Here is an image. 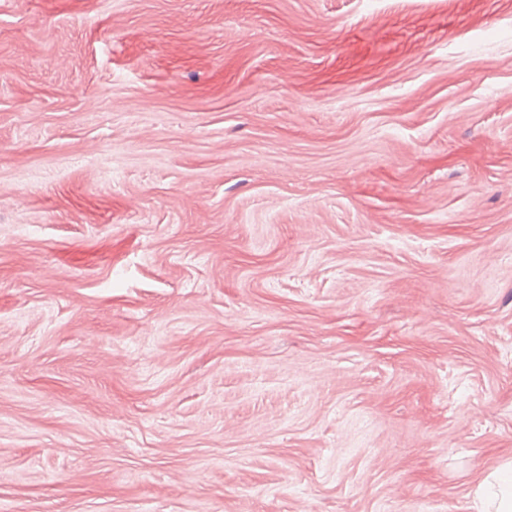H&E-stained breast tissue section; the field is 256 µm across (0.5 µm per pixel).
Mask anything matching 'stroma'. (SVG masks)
<instances>
[{
  "label": "stroma",
  "mask_w": 512,
  "mask_h": 512,
  "mask_svg": "<svg viewBox=\"0 0 512 512\" xmlns=\"http://www.w3.org/2000/svg\"><path fill=\"white\" fill-rule=\"evenodd\" d=\"M511 457L512 0H0V512Z\"/></svg>",
  "instance_id": "stroma-1"
}]
</instances>
